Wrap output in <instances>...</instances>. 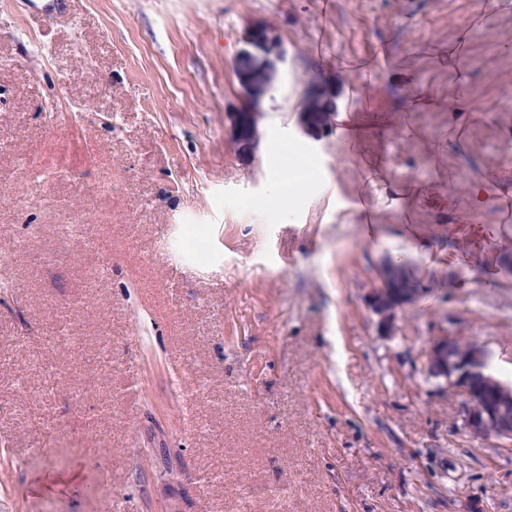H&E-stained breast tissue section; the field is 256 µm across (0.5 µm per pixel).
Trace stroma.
I'll list each match as a JSON object with an SVG mask.
<instances>
[{
	"label": "stroma",
	"instance_id": "35a3bbf8",
	"mask_svg": "<svg viewBox=\"0 0 512 512\" xmlns=\"http://www.w3.org/2000/svg\"><path fill=\"white\" fill-rule=\"evenodd\" d=\"M477 3L0 0V512H512V444L426 373L442 335L512 366V198L469 208L512 187V0ZM398 262H385L379 272L380 285L374 288L369 297V308L379 319V324L392 329L398 313L412 305L419 295L420 288H412L415 283L411 281L402 270L394 274L395 289L410 288L398 296H393L390 276L392 269L398 268Z\"/></svg>",
	"mask_w": 512,
	"mask_h": 512
}]
</instances>
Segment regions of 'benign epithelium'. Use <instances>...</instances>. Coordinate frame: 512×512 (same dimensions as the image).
Instances as JSON below:
<instances>
[{"label": "benign epithelium", "mask_w": 512, "mask_h": 512, "mask_svg": "<svg viewBox=\"0 0 512 512\" xmlns=\"http://www.w3.org/2000/svg\"><path fill=\"white\" fill-rule=\"evenodd\" d=\"M397 262H387L379 272V287L372 290L369 308L379 324L390 329L398 313L412 305L419 289L392 294L390 276ZM486 353L452 336L433 339L427 359L430 377L462 399V426L472 438L493 437L512 441V385L486 373Z\"/></svg>", "instance_id": "7a95c632"}]
</instances>
